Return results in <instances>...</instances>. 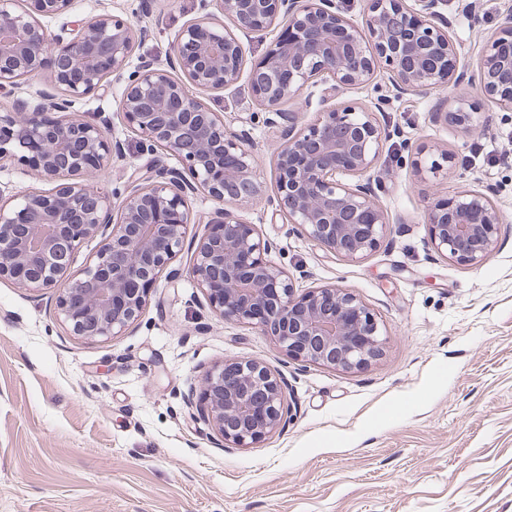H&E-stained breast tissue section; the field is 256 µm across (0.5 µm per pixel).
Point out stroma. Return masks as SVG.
<instances>
[{
	"label": "stroma",
	"mask_w": 512,
	"mask_h": 512,
	"mask_svg": "<svg viewBox=\"0 0 512 512\" xmlns=\"http://www.w3.org/2000/svg\"><path fill=\"white\" fill-rule=\"evenodd\" d=\"M74 0L52 31L101 13L150 27L141 53L165 58L200 0ZM448 0L466 62L476 63L512 0ZM379 69L368 85L339 93V106L390 96L383 125L402 136L377 159L376 190L390 224L358 261L326 251L271 207L270 148L277 131L252 124L246 81L203 98L226 127L252 131L261 193L238 206L273 243L272 260L296 286L333 284L376 314L386 343L358 371L288 360L271 337L225 322L187 278L161 279L122 335L88 340L60 318L53 288L0 281V512H512V112L474 100L482 133L434 111L447 93L390 95ZM105 113L127 143V160L99 176L123 193L140 151L112 90L76 104ZM437 162L436 172L417 160ZM488 192L505 223L479 266L437 255L424 207L465 190ZM231 358H260L288 381L297 416L252 448H228L183 400L190 382Z\"/></svg>",
	"instance_id": "35a3bbf8"
}]
</instances>
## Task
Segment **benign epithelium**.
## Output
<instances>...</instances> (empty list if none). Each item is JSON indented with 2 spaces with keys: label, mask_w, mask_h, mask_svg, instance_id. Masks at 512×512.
I'll return each instance as SVG.
<instances>
[{
  "label": "benign epithelium",
  "mask_w": 512,
  "mask_h": 512,
  "mask_svg": "<svg viewBox=\"0 0 512 512\" xmlns=\"http://www.w3.org/2000/svg\"><path fill=\"white\" fill-rule=\"evenodd\" d=\"M370 0L368 41L336 0H204L231 20L207 12L178 32L160 62L151 56L130 66L135 45L148 30L102 13L53 34L43 23L68 14L73 0H0V95L21 79L47 73L50 83L14 109L0 113V159L25 163L36 179L54 184L3 198L0 193V280L20 288L56 287L57 308L71 331L87 339L117 336L142 315L160 279L184 274L214 315L247 324L272 337L286 356L305 364L359 370L382 356V327L354 293L330 285L297 288L288 271L270 259L272 243L244 221L229 201L258 194L256 159L248 129L230 131L224 113L193 90L218 91L247 76L250 94L266 124L280 127L273 151L275 211L324 249L357 261L376 251L388 213L378 203L376 160L390 131L373 109L330 103L336 90L364 86L381 66L397 94H419L467 84L512 112V11L490 41L477 68L461 61L443 12L447 0ZM284 24L260 60L246 67L236 32H263ZM121 86L118 111L140 137L141 151L156 159L136 168L123 194L110 199L98 173L125 158V141L109 132V118L77 113L78 100ZM331 80L323 112L301 124V113L281 104L313 94L304 90ZM465 99L444 120L471 133L479 129ZM203 191L213 202L204 232L187 240L196 223L192 202ZM424 224L437 254L464 266L483 263L496 249L503 217L489 196L464 191L426 206ZM106 233L81 272L71 268L82 244ZM191 248L186 269L174 267ZM287 383L268 364L226 360L189 388L202 417L227 448H251L290 424Z\"/></svg>",
  "instance_id": "7a95c632"
}]
</instances>
